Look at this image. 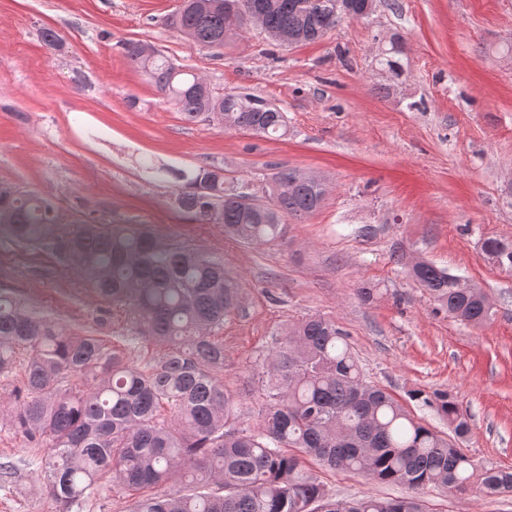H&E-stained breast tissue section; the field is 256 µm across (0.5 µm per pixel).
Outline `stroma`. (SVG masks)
Masks as SVG:
<instances>
[{
	"instance_id": "obj_1",
	"label": "stroma",
	"mask_w": 512,
	"mask_h": 512,
	"mask_svg": "<svg viewBox=\"0 0 512 512\" xmlns=\"http://www.w3.org/2000/svg\"><path fill=\"white\" fill-rule=\"evenodd\" d=\"M182 0H0V184L51 198L59 234L83 224H148L163 238L223 257L241 289L224 319V386L254 412L252 364L272 336L302 318L334 319L368 380L439 432L422 402L445 392L468 416L459 446L481 465L512 468V273L489 261L484 238L512 241V0H376L322 40L272 45L248 27L223 49L190 46L167 19ZM59 37L46 46L42 29ZM399 37L403 74L377 59ZM154 46L215 94L249 92L276 104L288 133L266 138L186 122L125 57ZM175 169L218 165L254 192L278 168L323 179V207L288 227L285 243L248 245L179 210ZM425 260L481 288L490 319L456 321L408 274ZM374 289L372 301L358 294ZM0 290L34 303L63 332L102 337L135 362L161 353L126 346L121 312L47 249L0 238ZM0 397V512H127L137 493L104 478L84 501L46 489L47 449L8 425ZM306 471L330 495L399 496L400 486ZM428 512H512V493L427 490Z\"/></svg>"
}]
</instances>
